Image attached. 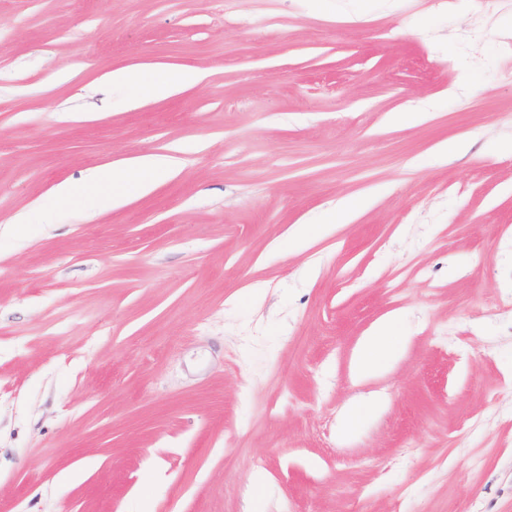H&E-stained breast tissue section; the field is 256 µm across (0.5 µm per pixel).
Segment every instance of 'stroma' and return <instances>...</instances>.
Masks as SVG:
<instances>
[{
  "mask_svg": "<svg viewBox=\"0 0 512 512\" xmlns=\"http://www.w3.org/2000/svg\"><path fill=\"white\" fill-rule=\"evenodd\" d=\"M177 146L0 236V512H512V0H0V225ZM112 86H122L137 94L150 98H165L184 88L193 87L203 80V75L194 68L179 71L157 69L154 71L118 68L109 75ZM169 155H146L123 166H102L90 171L80 184L62 183L56 188L55 205L42 209L35 217L17 215L4 224L5 234L22 224H54L58 211L70 207L76 198L78 206L93 210H112L122 206L130 191L150 192L161 176L169 175L177 164ZM35 221V222H34ZM365 206V201L360 197L349 196L336 203L322 224H300L294 229L296 237L308 239L314 231L315 226H320L323 230L329 231L340 224H347L351 217ZM396 316L378 323L363 339L355 362V376L363 379L394 360L398 354L395 328Z\"/></svg>",
  "mask_w": 512,
  "mask_h": 512,
  "instance_id": "stroma-1",
  "label": "stroma"
}]
</instances>
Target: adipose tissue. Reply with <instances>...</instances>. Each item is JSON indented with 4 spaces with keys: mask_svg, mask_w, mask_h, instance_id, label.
<instances>
[{
    "mask_svg": "<svg viewBox=\"0 0 512 512\" xmlns=\"http://www.w3.org/2000/svg\"><path fill=\"white\" fill-rule=\"evenodd\" d=\"M109 79L112 85L128 88L150 98H165L182 89L199 84L203 76L193 68L177 71H154L118 68ZM177 164L169 155H146L123 166H103L90 171L78 184L63 183L56 189L54 206L42 209L37 215H17L4 226L5 231L17 230L20 225L32 222L55 223L61 208L79 204L93 210H112L122 206L129 193L150 192L161 176L171 174ZM396 317L378 323L363 339L355 362V375L365 378L394 360L398 354L395 328Z\"/></svg>",
    "mask_w": 512,
    "mask_h": 512,
    "instance_id": "obj_1",
    "label": "adipose tissue"
}]
</instances>
